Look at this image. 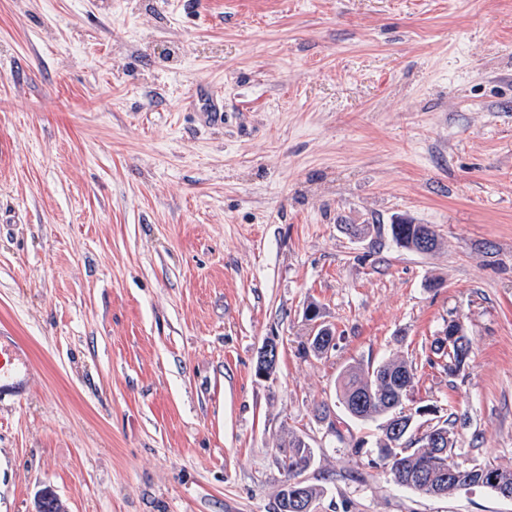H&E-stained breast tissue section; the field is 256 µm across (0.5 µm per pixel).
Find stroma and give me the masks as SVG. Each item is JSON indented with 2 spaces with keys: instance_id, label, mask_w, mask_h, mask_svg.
<instances>
[{
  "instance_id": "1",
  "label": "stroma",
  "mask_w": 512,
  "mask_h": 512,
  "mask_svg": "<svg viewBox=\"0 0 512 512\" xmlns=\"http://www.w3.org/2000/svg\"><path fill=\"white\" fill-rule=\"evenodd\" d=\"M0 336V512H273L292 431L317 512H512L395 487L336 393L404 358L449 463L512 468V0H0ZM391 224L390 226V232L392 236V240L395 242V244L403 249L414 251L410 245L413 243L415 244L418 239L419 235L424 230H431L435 240V231L432 229L430 225L427 224H407V222H404V224ZM398 229V230H396ZM416 252V251H414ZM30 358L26 349L0 339V399L14 396L27 383L30 372Z\"/></svg>"
}]
</instances>
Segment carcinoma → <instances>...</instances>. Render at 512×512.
Masks as SVG:
<instances>
[{"instance_id": "obj_1", "label": "carcinoma", "mask_w": 512, "mask_h": 512, "mask_svg": "<svg viewBox=\"0 0 512 512\" xmlns=\"http://www.w3.org/2000/svg\"><path fill=\"white\" fill-rule=\"evenodd\" d=\"M430 229L427 224L390 225L392 240L406 250L418 241L423 231ZM438 358L444 360V369L452 376L463 371L468 363L454 349L439 353ZM414 379L413 367L398 357L366 369L350 366L339 378L338 401L347 414L361 422L379 421L378 450L393 483L431 496L440 487L447 495L457 491L452 483L455 474L470 487L487 488L496 494L503 485L512 487V468L491 462L475 466L448 464L453 439L447 419L428 425V432L421 436L412 428L404 435L396 434L395 425L412 418L404 412V402L414 387ZM433 433L443 440L442 447L431 446ZM286 448L288 456L283 460V469L287 484L307 470L312 452L309 444L294 432L288 433Z\"/></svg>"}]
</instances>
